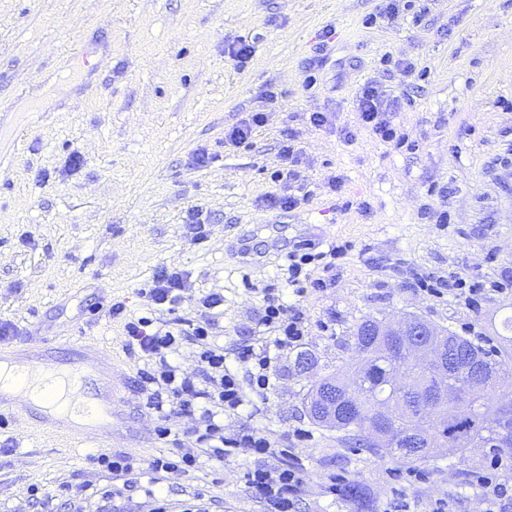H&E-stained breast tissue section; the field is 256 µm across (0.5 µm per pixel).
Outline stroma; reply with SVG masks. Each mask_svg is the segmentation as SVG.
Segmentation results:
<instances>
[{
	"instance_id": "35a3bbf8",
	"label": "stroma",
	"mask_w": 512,
	"mask_h": 512,
	"mask_svg": "<svg viewBox=\"0 0 512 512\" xmlns=\"http://www.w3.org/2000/svg\"><path fill=\"white\" fill-rule=\"evenodd\" d=\"M381 3L0 0V319L57 356L64 337L100 345L133 380L138 365L108 305L146 314L141 288L158 268H176L189 285L180 316L197 317L201 295H223L216 340L244 380L250 366L238 353L253 342L265 289L281 290L300 304L308 334L274 353L273 389L225 416V435L257 427L283 459H301L296 512H358L329 493L333 481L358 484L367 512H428L442 497L451 512H485L471 486L482 456L456 464L441 448L424 462L400 461L316 426L303 408L312 382L352 362L366 318L413 314L493 350L494 327L512 306V0H418L421 24L405 14L365 26ZM240 40L254 48L241 68L226 56ZM386 54L423 76L402 78L382 63ZM371 81L401 96L393 120L410 148L356 126L355 94ZM258 111L266 118L251 148L225 142ZM313 112L331 113V124L312 126ZM347 124L350 143L340 136ZM290 135L315 198L281 213L264 197ZM201 152L207 164L197 163ZM74 155L81 166L72 170ZM434 185L443 195L430 194ZM195 207L209 218L196 244L185 235ZM304 243L347 253L317 270L324 287L299 300L281 267ZM419 275L490 289L475 303L431 295ZM169 425L172 436L160 438L129 390L112 449L146 461L193 450L192 418ZM1 441L0 512H75V487L112 483L90 461L96 447L42 434L23 410L0 412ZM255 464L246 454L221 468L201 459L191 477L156 485L151 497L126 493L112 512H151L158 502L168 512H263L246 485ZM34 486L52 489L46 504L31 501Z\"/></svg>"
}]
</instances>
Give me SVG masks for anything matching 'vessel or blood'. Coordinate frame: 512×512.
Returning <instances> with one entry per match:
<instances>
[{
  "mask_svg": "<svg viewBox=\"0 0 512 512\" xmlns=\"http://www.w3.org/2000/svg\"><path fill=\"white\" fill-rule=\"evenodd\" d=\"M66 350L69 357L61 371L56 359L37 341L0 347V368H17L31 375L59 371L63 381L59 396L71 400L73 411L58 414L33 410L30 419L43 432L65 438L73 446L92 441L100 448L111 447L112 405L121 401L124 393L112 376V357L101 348L79 342L67 343Z\"/></svg>",
  "mask_w": 512,
  "mask_h": 512,
  "instance_id": "obj_1",
  "label": "vessel or blood"
}]
</instances>
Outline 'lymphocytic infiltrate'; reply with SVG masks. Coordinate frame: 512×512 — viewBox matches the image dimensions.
I'll return each instance as SVG.
<instances>
[{"instance_id": "lymphocytic-infiltrate-1", "label": "lymphocytic infiltrate", "mask_w": 512, "mask_h": 512, "mask_svg": "<svg viewBox=\"0 0 512 512\" xmlns=\"http://www.w3.org/2000/svg\"><path fill=\"white\" fill-rule=\"evenodd\" d=\"M399 99L382 86L364 84L356 98L355 110L359 126L368 129L380 141L395 148L407 146L408 140L392 120ZM283 168L275 170L270 180L275 189L267 193L265 201L270 209L289 212L312 202L314 193L308 189L295 166L298 150L293 140H286L281 148ZM346 252L345 246L334 245L325 251L304 247L287 256L286 284L295 296H306L309 289L322 287V279L314 270L326 260L336 261ZM187 287L184 273L167 267L159 268L149 288L142 294L154 306L175 309L184 300ZM266 303L261 319L263 349L243 348L242 360H253L254 371L249 385H242L236 372L224 357V348L216 340L215 308L223 306L224 297L217 293L202 295L196 301L201 309L197 319L176 318L167 329H159L150 317H126L123 302L112 303L110 317H124L125 349L137 359L138 390L146 406L156 414L162 425L160 435H169L163 422L174 413L193 417L192 435L196 452L181 454L179 458H157L149 462L134 459L124 453L104 451L93 462L102 472L119 481L122 490L134 491L142 482L157 485L168 480L189 476L195 469L199 455H206L216 465L246 453L260 459L261 464L246 475V484L261 499L264 512H294L295 499L305 480L306 470L301 462L268 467L264 461L278 450L263 430L249 427L233 436H225L221 422L225 413L237 412L257 399H266L270 390V349L280 351L294 347L306 330V318L301 310L285 306L279 297L265 294ZM193 337L196 343L193 371L179 370L174 358L180 342Z\"/></svg>"}]
</instances>
